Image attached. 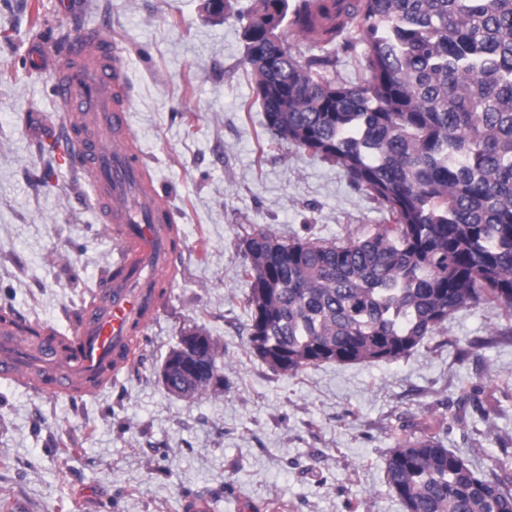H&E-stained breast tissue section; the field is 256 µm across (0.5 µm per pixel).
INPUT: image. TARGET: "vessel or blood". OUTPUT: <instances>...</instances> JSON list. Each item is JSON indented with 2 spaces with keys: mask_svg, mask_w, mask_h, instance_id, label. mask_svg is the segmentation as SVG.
<instances>
[{
  "mask_svg": "<svg viewBox=\"0 0 512 512\" xmlns=\"http://www.w3.org/2000/svg\"><path fill=\"white\" fill-rule=\"evenodd\" d=\"M124 83L116 44L100 28L68 42L54 68L53 93L66 116L63 142L74 149L71 166L91 183L102 221L114 225L118 256L99 275L71 335L34 340L25 322L0 321V381L52 396L73 395L78 383L99 391L136 358L132 338L172 280L183 240L133 145Z\"/></svg>",
  "mask_w": 512,
  "mask_h": 512,
  "instance_id": "1",
  "label": "vessel or blood"
}]
</instances>
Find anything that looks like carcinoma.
Returning <instances> with one entry per match:
<instances>
[{
    "instance_id": "carcinoma-1",
    "label": "carcinoma",
    "mask_w": 512,
    "mask_h": 512,
    "mask_svg": "<svg viewBox=\"0 0 512 512\" xmlns=\"http://www.w3.org/2000/svg\"><path fill=\"white\" fill-rule=\"evenodd\" d=\"M308 41L301 60L279 28ZM357 33L363 79L329 77ZM244 63L266 131L339 166L388 219L339 243L246 240L249 349L283 375L326 362H391L462 309L512 311V0H255ZM166 356L177 396L215 384L218 345ZM385 458L405 512H512V449L495 471L445 447L430 419Z\"/></svg>"
}]
</instances>
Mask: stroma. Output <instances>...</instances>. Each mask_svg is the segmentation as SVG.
I'll return each instance as SVG.
<instances>
[{
    "label": "stroma",
    "mask_w": 512,
    "mask_h": 512,
    "mask_svg": "<svg viewBox=\"0 0 512 512\" xmlns=\"http://www.w3.org/2000/svg\"><path fill=\"white\" fill-rule=\"evenodd\" d=\"M224 18L204 0H0V304L70 334L119 248L51 140L54 37L107 24L125 64L129 129L184 236L139 356L74 400L0 382V499L21 512H404L385 457L421 410L444 443L487 471L512 440V337L481 304L393 362L325 363L283 375L249 351L244 242L342 240L383 214L336 164L271 142L244 63L253 0ZM41 16L49 34L36 33ZM217 340L220 385L183 399L161 365L188 331ZM488 338V345L475 341ZM497 388L492 424L481 410Z\"/></svg>",
    "instance_id": "obj_1"
}]
</instances>
